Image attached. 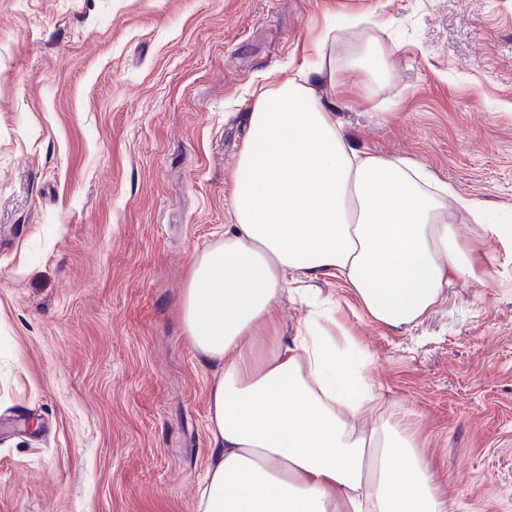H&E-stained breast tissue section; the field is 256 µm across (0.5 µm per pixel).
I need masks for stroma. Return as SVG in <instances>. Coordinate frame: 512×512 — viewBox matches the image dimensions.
<instances>
[{
	"instance_id": "1",
	"label": "stroma",
	"mask_w": 512,
	"mask_h": 512,
	"mask_svg": "<svg viewBox=\"0 0 512 512\" xmlns=\"http://www.w3.org/2000/svg\"><path fill=\"white\" fill-rule=\"evenodd\" d=\"M348 143L475 201L489 275L407 329L315 281L452 512H512V0H0V512H195L212 462L178 320L232 221L263 75L316 62ZM390 64L366 87L349 61Z\"/></svg>"
}]
</instances>
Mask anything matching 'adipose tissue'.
<instances>
[{
  "label": "adipose tissue",
  "mask_w": 512,
  "mask_h": 512,
  "mask_svg": "<svg viewBox=\"0 0 512 512\" xmlns=\"http://www.w3.org/2000/svg\"><path fill=\"white\" fill-rule=\"evenodd\" d=\"M323 68L260 90L233 175L231 224L197 256L180 321L221 371L208 394L214 462L196 512H448L417 451L412 418L359 413L375 400L366 356L310 319L278 339L284 290L343 278L375 322L409 326L454 282L487 276L456 215L481 221L406 158L349 146L316 93ZM456 209H449L448 197Z\"/></svg>",
  "instance_id": "ef3b65f1"
}]
</instances>
